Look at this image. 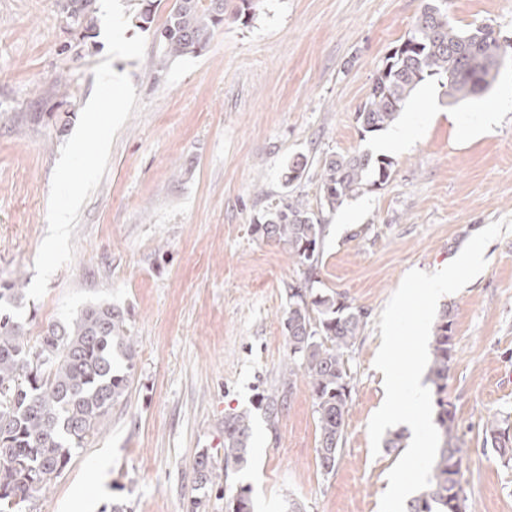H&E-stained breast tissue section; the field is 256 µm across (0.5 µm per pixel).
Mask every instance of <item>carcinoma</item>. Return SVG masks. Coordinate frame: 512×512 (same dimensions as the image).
<instances>
[{"label":"carcinoma","instance_id":"1","mask_svg":"<svg viewBox=\"0 0 512 512\" xmlns=\"http://www.w3.org/2000/svg\"><path fill=\"white\" fill-rule=\"evenodd\" d=\"M225 0H174L165 23L156 30L161 47L154 62L158 71L170 60L199 54L224 23ZM59 14L77 35V47L94 38L95 0H57ZM499 40L487 24L456 26L438 0H423L420 15L407 37L386 58L368 97L355 112L366 133L390 126L424 81L433 78L449 103L457 104L487 90L495 75L487 63ZM392 161L367 154H336L321 172V210L286 202L264 217L262 238L288 245L290 255L314 275L325 233L323 212H334L365 186L385 184ZM24 286L0 288V512H22L37 494L48 489L71 463L74 451L109 416L129 392L136 366L132 337L124 334V311L112 303L90 304L66 322L49 325L29 344L17 309ZM367 318L340 294L313 293L308 285L291 287L282 323L290 351L288 370L278 387L259 394L257 409L270 428L288 406L297 376L314 399L318 422L316 460L321 473L336 470L348 412L349 369L345 355L356 344ZM450 310L442 312L431 342L428 381L434 389L437 423L444 436L432 467L430 484L408 503L407 512H467L461 486L464 464L455 414L442 397L456 360ZM485 440L499 457L512 460V439L502 441L497 419L484 424ZM252 437L248 412L224 416V468L247 461ZM195 482L213 485L215 466L201 453ZM229 512H252L250 488H228Z\"/></svg>","mask_w":512,"mask_h":512}]
</instances>
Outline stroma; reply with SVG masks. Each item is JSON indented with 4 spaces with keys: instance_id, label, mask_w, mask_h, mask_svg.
Returning a JSON list of instances; mask_svg holds the SVG:
<instances>
[{
    "instance_id": "1",
    "label": "stroma",
    "mask_w": 512,
    "mask_h": 512,
    "mask_svg": "<svg viewBox=\"0 0 512 512\" xmlns=\"http://www.w3.org/2000/svg\"><path fill=\"white\" fill-rule=\"evenodd\" d=\"M142 60L117 59L139 110L117 133L106 175L82 206L72 262L46 294L21 311L29 339L85 306L124 310L136 349L127 396L77 449L64 475L30 512H67L72 497L102 512L113 499L131 512H228V499L198 488L200 453L224 464V417L250 412L246 464L231 485L251 489L253 512H379L399 452L372 454L367 425L384 399L373 366L380 314L412 269L437 271L489 223L512 217V112L479 130L512 82V0H447L458 26L491 24L507 51L490 88L448 104L437 80L423 82L395 122L434 118L409 147L390 153L393 173L366 187L340 225L325 214L315 273L287 245L253 228L271 208L299 200L320 207L321 166L335 153L379 157L384 132L366 133L354 115L387 56L406 37L421 0H228L208 48L156 72L155 28L171 0H155ZM72 33L56 0H0V284L32 283L47 231L52 174L65 142L62 119L78 121L105 40L69 50ZM305 158L302 178L283 184L288 161ZM484 270L442 297L453 314L457 360L446 396L459 424L469 512H512V462L484 441L498 418L512 431V232L492 241ZM314 276L315 292L339 293L368 313L348 354L349 410L334 474L316 463L312 394L298 382L277 427L256 408L288 363L282 315L292 286Z\"/></svg>"
}]
</instances>
